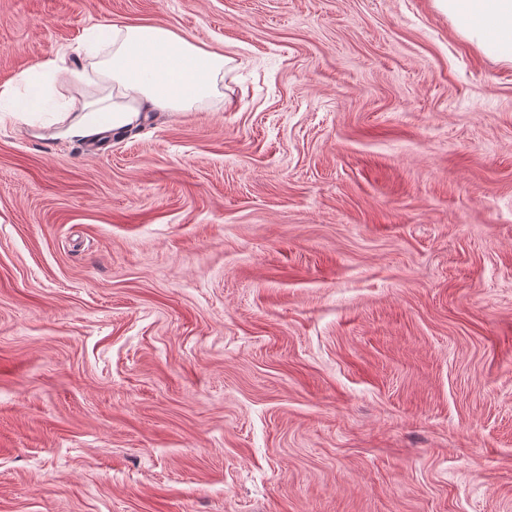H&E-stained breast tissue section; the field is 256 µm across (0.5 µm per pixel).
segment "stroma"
Listing matches in <instances>:
<instances>
[{
	"label": "stroma",
	"instance_id": "1",
	"mask_svg": "<svg viewBox=\"0 0 512 512\" xmlns=\"http://www.w3.org/2000/svg\"><path fill=\"white\" fill-rule=\"evenodd\" d=\"M223 52L99 154L0 117V512H512V63L435 0H0Z\"/></svg>",
	"mask_w": 512,
	"mask_h": 512
}]
</instances>
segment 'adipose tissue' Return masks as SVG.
Masks as SVG:
<instances>
[{
    "instance_id": "obj_1",
    "label": "adipose tissue",
    "mask_w": 512,
    "mask_h": 512,
    "mask_svg": "<svg viewBox=\"0 0 512 512\" xmlns=\"http://www.w3.org/2000/svg\"><path fill=\"white\" fill-rule=\"evenodd\" d=\"M449 16L464 21L462 34L484 53L512 63V0H436ZM89 68L50 62L44 70L78 88L104 81L110 95L84 104L83 114L65 130L92 139L139 127L149 112L187 111L217 92L224 79L223 53L202 48L170 29L150 24L95 27L84 46Z\"/></svg>"
}]
</instances>
